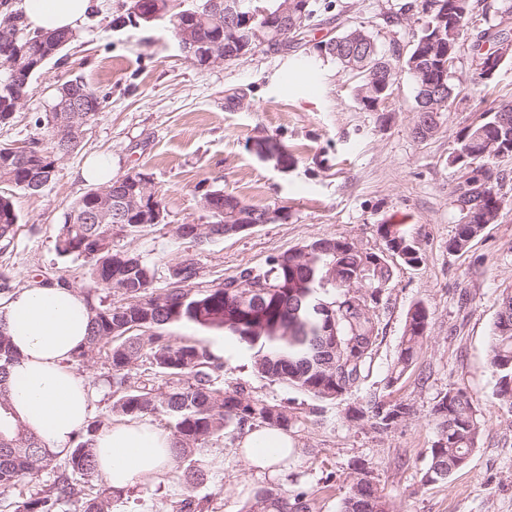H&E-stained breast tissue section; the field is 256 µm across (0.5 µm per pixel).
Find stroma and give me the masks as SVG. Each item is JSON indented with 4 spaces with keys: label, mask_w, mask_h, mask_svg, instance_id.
Returning <instances> with one entry per match:
<instances>
[{
    "label": "stroma",
    "mask_w": 512,
    "mask_h": 512,
    "mask_svg": "<svg viewBox=\"0 0 512 512\" xmlns=\"http://www.w3.org/2000/svg\"><path fill=\"white\" fill-rule=\"evenodd\" d=\"M330 2L309 43L200 67L184 57L164 23L117 25L130 0H103L37 75L12 120L0 125V146L23 145L36 136L35 119L54 88L77 76L102 101L79 145L58 159L52 181L36 193L14 191L19 224L13 241L0 245V272L18 290L60 277L86 290L88 264L60 257L54 243L66 207L90 189L77 170L101 154L111 157L113 178L145 173L164 196L165 223L136 236L113 235L117 248L155 265L157 290L168 285V266L186 258L197 261L199 279L208 284L260 269L270 257L320 237L376 248L378 225H403L422 260L393 263L371 374L358 391L326 404L317 422L291 428L297 454L288 462V478L308 490L312 512H341L348 475L360 462L372 464L394 512H512V406L497 399L489 360L502 296L512 292V156L497 159L494 168L503 195L496 222L467 249L448 248L464 176L450 162L455 136L480 112L512 104V60L479 82L468 50H461L452 73L460 102L433 136L421 140L413 134L416 92L408 70L397 71L381 110L370 112L357 100L358 78L318 57L314 47L347 23L366 26L380 45L393 37L405 43L420 20L413 15L395 27L388 23L403 0ZM266 142L286 149L287 164L261 153ZM216 188L259 208L287 207L288 217L216 243L178 239L176 225L204 223L200 200ZM418 301L430 312L428 336L412 368L387 385L406 313ZM223 361L227 381L241 384L247 396L305 414L309 397L261 377L236 345L225 344ZM451 387L472 397L481 433L464 468L426 485L422 477L437 434L429 411L437 394ZM375 398L406 401L414 413L384 433L347 419V406ZM234 448L224 438L203 452L208 478L195 495L206 512H242L278 480L274 473L255 475ZM184 467L177 462L151 487L134 483L112 512H172L184 493L178 482ZM331 472L336 480L325 484Z\"/></svg>",
    "instance_id": "stroma-1"
}]
</instances>
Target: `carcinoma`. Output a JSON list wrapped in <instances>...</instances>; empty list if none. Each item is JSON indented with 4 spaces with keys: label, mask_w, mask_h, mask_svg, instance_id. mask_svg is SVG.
Masks as SVG:
<instances>
[{
    "label": "carcinoma",
    "mask_w": 512,
    "mask_h": 512,
    "mask_svg": "<svg viewBox=\"0 0 512 512\" xmlns=\"http://www.w3.org/2000/svg\"><path fill=\"white\" fill-rule=\"evenodd\" d=\"M306 5V20L288 34L292 43L303 40L320 13L330 4L321 0H301ZM458 27L444 28L436 43L425 41L424 32L413 36L410 48L401 53L399 40L393 38L387 47L377 45L374 35L362 25H350L335 36L316 43L315 49L336 62L344 72L362 78L358 89L367 85V77L380 62L398 68L410 67L419 60L422 74L413 77L416 94L434 83L443 91L437 118L452 111L458 98L449 80H441L438 63L448 53L459 54L467 48L472 57L488 60L495 54L498 41L512 36V0H457ZM430 0H406L389 16L397 26L402 17ZM485 22L479 28L476 22ZM192 36L199 42L233 52L230 37L224 30L204 21L193 23ZM74 38L67 33L36 34L25 31L22 15L6 9L0 13V63L20 60L23 65L15 84L9 85V69L0 67V124L12 119L16 108L32 90L34 77L49 59L58 56ZM404 60H399V55ZM82 92L89 98L87 111L71 122L77 129L67 141L59 138V123L69 113L57 108L64 101ZM100 97L82 78L62 83L53 96L49 112L36 119L43 129L26 145L0 147V185L19 190H34L28 182L31 170H46L45 179H52L58 156L76 148L81 128L95 120L100 110ZM497 154H478L469 159L473 171L481 174L483 191L469 180L458 184L457 199H469L472 223L457 225L449 249L459 251L477 237L483 225L480 217L486 211L499 213L502 199L492 185V165ZM19 216L12 194L0 190V242H9L16 234ZM112 208H104L99 195L91 190L70 204L57 229L55 250L62 257L82 258L91 263L92 280L87 288L90 309L88 340L75 356V363L99 362L107 369V382L112 388V415L121 419H143L164 415L176 457L187 462L182 479L187 493L177 504V512H201L203 500L193 490L207 479L206 470L196 458L203 449L228 432H242L256 423L286 430L299 423L314 420L322 410L321 403L333 402L353 392L369 377L370 366L378 341V308L383 292L393 276L389 260L376 264L366 272L364 282L345 281L322 287L331 269L343 275L365 272L364 258L375 255L373 248L352 249L336 244L333 237L307 242L292 251L270 257L265 267L256 271L244 269L238 275L217 284L198 282L197 268L175 263L168 266L167 276L180 284L178 288L155 291L154 265L137 254L112 245ZM382 248L398 256L407 265L420 263L414 242L398 224L377 227ZM224 239V225L216 219L207 221V228L191 241L215 243ZM248 283L242 292L250 296L238 303L236 311L245 322L224 320V299L238 280ZM118 295L122 303L107 302ZM331 307L336 335H326L329 317L312 313L316 301ZM193 324L208 330L221 331L250 353L257 373L272 382L291 386L312 399L308 412L300 417L285 407L244 395V390L230 387L224 379V362L202 343L178 341L164 334L170 325ZM430 313L417 302L407 314L399 343L396 362L387 384L397 382L413 365L423 340L427 337ZM149 361L154 375L162 382L154 387L131 374L139 361ZM15 360L9 336L0 326V488H15L35 470L50 469L52 482L22 502L21 512H112V491L92 492L87 483L97 476L95 442L106 423L92 419L80 428L76 444L56 463L57 455L42 445L19 422L10 419L9 389L6 378ZM490 365L496 377V396L512 405V293L502 297L494 325ZM410 414V406L402 401L370 400L349 411L352 421H367L381 432L396 427ZM429 417L437 429V438L430 448V461L423 475L426 483L448 479L455 470L465 466L481 432L471 399L460 389L450 388L439 394ZM366 466L354 468L350 474L349 491L342 503V512H391V504L377 483L364 481ZM245 512H311L308 492L301 487L292 490L277 484L260 490Z\"/></svg>",
    "instance_id": "carcinoma-1"
}]
</instances>
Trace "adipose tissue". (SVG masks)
Masks as SVG:
<instances>
[{"label":"adipose tissue","mask_w":512,"mask_h":512,"mask_svg":"<svg viewBox=\"0 0 512 512\" xmlns=\"http://www.w3.org/2000/svg\"><path fill=\"white\" fill-rule=\"evenodd\" d=\"M92 8V0L20 3L28 28L44 33L76 32ZM0 324L17 354L8 375L14 418L48 450L66 454L75 431L91 416L90 384L73 361L90 324L84 293L68 286L31 285L0 301ZM236 449L262 474L287 470L295 441L285 430L255 426L239 436ZM95 454L98 474L118 498L133 482H156L176 465L169 433L140 420H117L103 428Z\"/></svg>","instance_id":"adipose-tissue-1"}]
</instances>
